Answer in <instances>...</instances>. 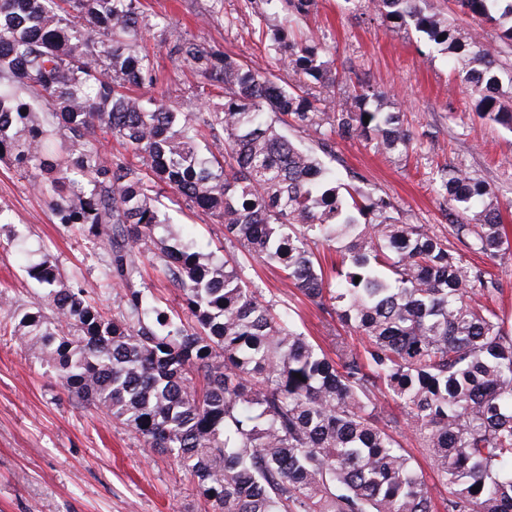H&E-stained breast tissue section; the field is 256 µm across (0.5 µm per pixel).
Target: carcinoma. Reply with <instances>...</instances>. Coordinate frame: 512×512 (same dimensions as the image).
<instances>
[{"instance_id": "obj_1", "label": "carcinoma", "mask_w": 512, "mask_h": 512, "mask_svg": "<svg viewBox=\"0 0 512 512\" xmlns=\"http://www.w3.org/2000/svg\"><path fill=\"white\" fill-rule=\"evenodd\" d=\"M266 2L285 20L270 53L330 95L279 84L170 29L173 65L224 90L223 103L188 109L158 87L141 0H0V160L31 176L57 223L99 252L103 291L121 286L107 317L44 254L27 267L42 295L27 308L3 296L0 309L68 395L179 458L212 512H435L398 431L436 469L446 512H512V331L478 300L501 289L447 237L324 163L334 135L387 155L407 152L413 136L370 85L336 97L351 72L315 41L289 37L288 23L316 0ZM423 2L374 0V9L451 56L475 111L512 132V71L499 47L512 45V0H454L496 26L494 44L461 35ZM290 128L319 136L318 150ZM100 133L126 153L103 156ZM436 182L456 240L490 260L505 254L490 184L451 165ZM167 190L215 217L247 257L281 270L363 349L338 334L328 356L235 256L161 236ZM320 245L339 253L329 274ZM145 255L182 293L181 308L138 282Z\"/></svg>"}]
</instances>
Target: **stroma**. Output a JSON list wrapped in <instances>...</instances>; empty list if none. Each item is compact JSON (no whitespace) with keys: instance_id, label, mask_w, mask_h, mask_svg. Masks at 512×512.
<instances>
[{"instance_id":"35a3bbf8","label":"stroma","mask_w":512,"mask_h":512,"mask_svg":"<svg viewBox=\"0 0 512 512\" xmlns=\"http://www.w3.org/2000/svg\"><path fill=\"white\" fill-rule=\"evenodd\" d=\"M152 25L144 43L155 54L159 83L190 109L203 106L190 68L174 67L167 55L164 24L224 52L231 58L292 83L297 76L269 54L264 36L237 22L243 0H223L210 15L212 0H142ZM296 38L319 42L337 68L386 93L390 110L403 112L415 138L407 155L390 156L362 143L333 139L328 163L343 181L390 197L403 218L450 236L445 203L436 190L438 168L451 164L489 182L496 190L508 235L512 236V132L474 110L447 55L423 60L415 34L390 28L371 0L350 12L344 0H316L310 13L293 22ZM0 293L29 305L40 287L26 272V257L50 254L80 281H99L102 262L87 239L57 224L47 200L0 161ZM167 235L213 250L224 228L184 200L170 203ZM23 240L29 256L20 255ZM465 263L486 270L503 292L483 296L512 329V248L496 260L463 251ZM246 275L266 297L301 314L304 330L332 351L336 318L292 289L276 270L247 262ZM13 321L0 311V512H209L185 470L167 455L148 452L134 434L113 423L105 410L72 400L57 375L28 354L9 331Z\"/></svg>"}]
</instances>
